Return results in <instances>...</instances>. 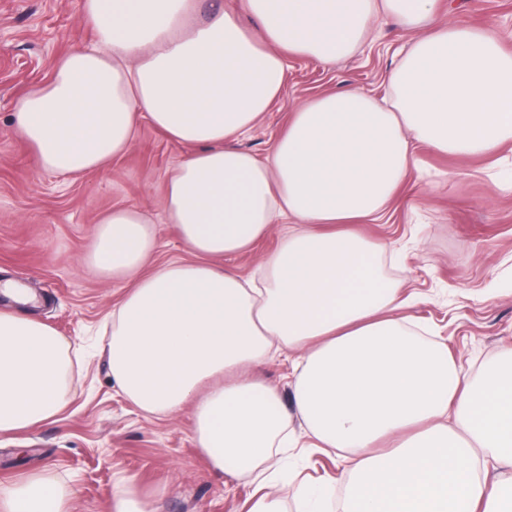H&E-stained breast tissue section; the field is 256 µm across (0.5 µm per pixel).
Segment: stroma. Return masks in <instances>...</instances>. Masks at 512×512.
Wrapping results in <instances>:
<instances>
[{
  "instance_id": "stroma-1",
  "label": "stroma",
  "mask_w": 512,
  "mask_h": 512,
  "mask_svg": "<svg viewBox=\"0 0 512 512\" xmlns=\"http://www.w3.org/2000/svg\"><path fill=\"white\" fill-rule=\"evenodd\" d=\"M437 20L494 29L512 51V0H439ZM91 30L80 0H0V279L33 294L30 311L90 348L128 285L83 265L96 223L112 208L136 207L154 223V264L185 257L166 223L165 182L187 154L151 126L105 168L77 177L40 170L10 132L16 99L49 78L73 41ZM412 35L381 19L351 57L288 61L281 97L238 145L267 156L299 105L350 86L383 95ZM422 173L384 219L357 232L385 247L384 273L416 302L407 311L426 338L448 346L477 373L512 347V190L494 185L488 159L422 151ZM49 470L72 485L79 512H111L112 489L132 479L155 512H246L250 484L211 470L188 413L149 418L118 392L104 354L90 356L68 409L55 421L0 437V482ZM339 457L296 448L277 476L285 512H298L299 483L344 484Z\"/></svg>"
}]
</instances>
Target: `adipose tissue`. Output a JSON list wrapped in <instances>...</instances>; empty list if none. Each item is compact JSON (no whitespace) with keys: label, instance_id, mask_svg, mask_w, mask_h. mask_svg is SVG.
Masks as SVG:
<instances>
[{"label":"adipose tissue","instance_id":"1","mask_svg":"<svg viewBox=\"0 0 512 512\" xmlns=\"http://www.w3.org/2000/svg\"><path fill=\"white\" fill-rule=\"evenodd\" d=\"M438 0H242L254 25L213 0H81L90 42L16 101L14 136L40 169L77 175L135 144L142 124L188 146L164 211L189 253L155 268L154 224L116 208L94 228L88 264L130 281L104 350L120 392L158 418L189 411L210 466L248 480L247 512H283L272 482L296 447L340 450L342 512H512V349L477 375L418 336L409 299L353 225L382 218L419 169V149L497 158L512 151V52L483 27L441 24ZM388 18L416 31L383 99L346 87L309 100L260 158L236 141L281 95L288 57L353 55ZM260 281L225 269L270 234ZM0 295V435L52 421L73 396L72 344ZM280 351L289 400L253 375ZM0 512H77L51 472L0 484Z\"/></svg>","mask_w":512,"mask_h":512}]
</instances>
